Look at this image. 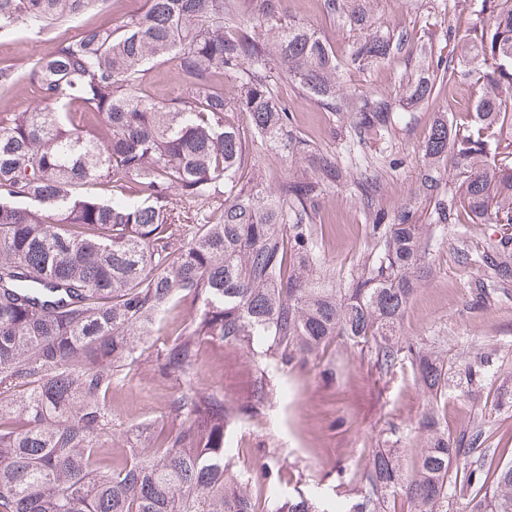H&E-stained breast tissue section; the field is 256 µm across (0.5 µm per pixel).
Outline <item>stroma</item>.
<instances>
[{"instance_id": "1", "label": "stroma", "mask_w": 512, "mask_h": 512, "mask_svg": "<svg viewBox=\"0 0 512 512\" xmlns=\"http://www.w3.org/2000/svg\"><path fill=\"white\" fill-rule=\"evenodd\" d=\"M143 0H102L80 23H63L46 29L18 25L0 34V68L19 67L44 56L54 41L78 35L83 27L109 22L113 16L132 14ZM374 32L406 29L411 51L374 69L344 73V91L368 96L396 93L401 76L420 65L418 46L435 53H459L460 35L476 20L468 11L441 10L440 0H370ZM287 18L314 27L335 46L337 54L349 51L359 32L326 12L323 0H284ZM456 26L458 39L447 29ZM150 97L172 100L183 96L187 82L176 61L154 65L143 83ZM475 82L442 86L428 102L406 111L379 141L360 140L354 120L346 114L322 110L300 95L291 82L281 81L280 94L287 100L294 123L322 154L335 158L349 171L347 179L330 188L317 219L315 253L321 267L336 282H347L357 269L366 246L370 208L388 213L409 208L420 222H427L430 208L414 194L418 153L436 113L460 115L472 111ZM253 173L267 189H276L287 178L299 175L303 161H288L267 144L250 147ZM376 182L372 205H364L355 179ZM505 226L451 224L436 231L432 251L433 272L410 301L402 332L419 347L446 352L454 364L448 387L446 419L456 434L466 425L482 422L488 444L501 460H512V282H495L491 270L479 262L463 260L465 252L480 248L485 240L505 236ZM487 285L486 301L473 300L476 286ZM488 355L491 370L484 383H469L464 364L475 353ZM335 376L324 374L321 364L286 372L261 351L204 345L202 367L195 383L223 391L231 406L244 411L226 431L234 461L241 475L255 472L267 456L278 462L275 486L288 494L299 486L326 497L333 496L339 470L364 468L374 448L394 446L414 452L422 433L418 420L427 398L416 383L410 366L379 376L352 350H333ZM264 374L267 398L253 404V381ZM182 385L142 368L126 382L112 413V428L123 435L146 424L151 429L168 427L166 401Z\"/></svg>"}]
</instances>
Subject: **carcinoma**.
<instances>
[{
    "label": "carcinoma",
    "instance_id": "1",
    "mask_svg": "<svg viewBox=\"0 0 512 512\" xmlns=\"http://www.w3.org/2000/svg\"><path fill=\"white\" fill-rule=\"evenodd\" d=\"M99 0H0V32L76 21ZM283 0H144L132 15L59 39L26 68H0V90L33 84L41 106L0 111V512H512V461L485 448L481 425L448 433V363L403 336L401 322L432 272L431 239L415 212H371L358 271L342 288L317 272L316 219L342 170L298 132L279 94L283 77L326 112H346L360 139L379 140L395 110L415 108L479 64L474 111L442 112L423 146L417 196L431 223L512 224V0H462L490 15L464 54L429 56L401 78L399 98H345L339 71L400 54L403 30L367 34L338 58ZM358 30L369 0H324ZM174 58L189 91L172 101L140 92L147 65ZM261 141L311 172L268 192L250 176ZM460 178L451 188L448 170ZM481 259L512 278L508 243ZM198 308L163 344L157 369L187 386L167 401L170 427H137L139 448H112V399L141 367L165 314ZM206 343L264 353L289 371L353 348L380 374L410 364L428 397L412 460L378 448L339 480L343 502L296 488L271 497L274 466L249 481L233 469L225 430L235 409L192 383Z\"/></svg>",
    "mask_w": 512,
    "mask_h": 512
}]
</instances>
